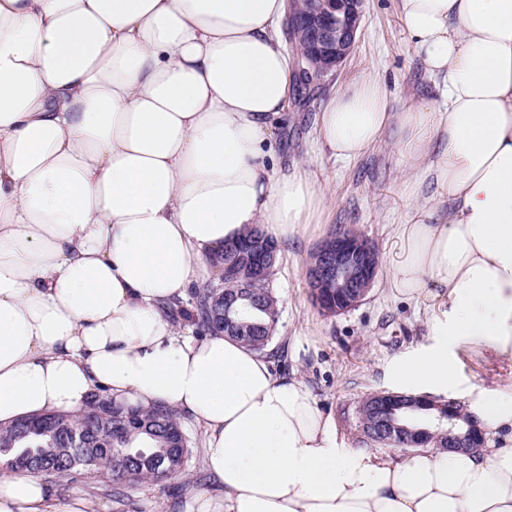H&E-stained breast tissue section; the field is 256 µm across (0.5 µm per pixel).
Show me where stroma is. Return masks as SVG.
I'll return each mask as SVG.
<instances>
[{
  "mask_svg": "<svg viewBox=\"0 0 512 512\" xmlns=\"http://www.w3.org/2000/svg\"><path fill=\"white\" fill-rule=\"evenodd\" d=\"M366 73L383 80L395 104L440 98L442 81L427 72L411 46L399 18L398 0H365L350 56L316 83H293L288 121L275 138L278 160L309 168L327 190L322 222L313 226L306 241L279 243L274 282L279 321L273 344L284 354L275 365L280 374L304 383L352 448L363 445L357 417L360 401L369 393L391 390L393 367L435 343L438 315L435 288L419 298L402 295L391 288L384 268L366 298L349 311L326 314L311 302L304 269L314 248L337 226L352 228L385 257L394 246L396 225L404 222L409 210L403 187L405 166L392 139L351 162L331 157L317 140L323 101ZM448 354L456 375V388L449 397L458 403H465L472 388L496 390L512 383V351L502 353L452 338ZM182 423L192 450L185 474L162 487L149 482L138 486L124 506L83 482H66L59 498H84L95 512H186L195 492L219 496L221 489L204 465L199 430L190 417H183Z\"/></svg>",
  "mask_w": 512,
  "mask_h": 512,
  "instance_id": "stroma-1",
  "label": "stroma"
}]
</instances>
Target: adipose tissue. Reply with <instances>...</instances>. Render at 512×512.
Listing matches in <instances>:
<instances>
[{
    "label": "adipose tissue",
    "instance_id": "1",
    "mask_svg": "<svg viewBox=\"0 0 512 512\" xmlns=\"http://www.w3.org/2000/svg\"><path fill=\"white\" fill-rule=\"evenodd\" d=\"M286 0H0V423L92 393L198 424L221 496L198 512H512V385L471 389L485 447H347L306 386L169 309L254 224L303 240L325 188L273 165L293 73ZM442 98L397 110L381 79L319 117L342 161L387 131L414 170L390 284L441 287L439 340L397 386L452 388L447 339L512 349V0H399ZM0 512H90L0 475Z\"/></svg>",
    "mask_w": 512,
    "mask_h": 512
}]
</instances>
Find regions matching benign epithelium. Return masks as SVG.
I'll return each instance as SVG.
<instances>
[{
	"instance_id": "7a95c632",
	"label": "benign epithelium",
	"mask_w": 512,
	"mask_h": 512,
	"mask_svg": "<svg viewBox=\"0 0 512 512\" xmlns=\"http://www.w3.org/2000/svg\"><path fill=\"white\" fill-rule=\"evenodd\" d=\"M364 0H289L287 34L296 64L310 85L350 55L362 19ZM252 277L265 278L274 251L243 243ZM378 249L348 228L329 235L313 252L305 277L311 297L324 313H342L363 301L379 268ZM373 434L403 449L427 445L444 452L482 447L483 432L461 406L443 398L378 392L363 404Z\"/></svg>"
}]
</instances>
